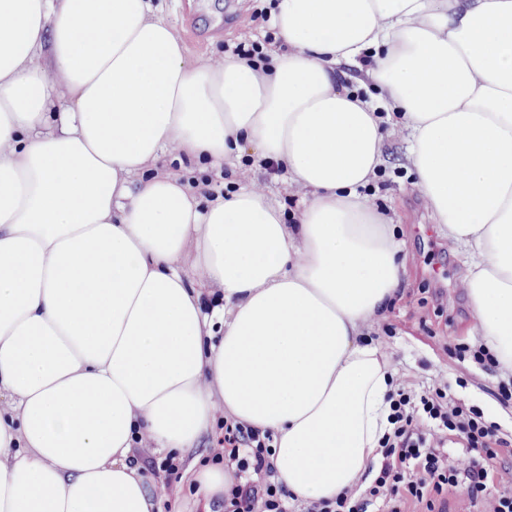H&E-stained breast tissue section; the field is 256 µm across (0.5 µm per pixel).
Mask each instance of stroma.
Wrapping results in <instances>:
<instances>
[{
    "instance_id": "1",
    "label": "stroma",
    "mask_w": 512,
    "mask_h": 512,
    "mask_svg": "<svg viewBox=\"0 0 512 512\" xmlns=\"http://www.w3.org/2000/svg\"><path fill=\"white\" fill-rule=\"evenodd\" d=\"M273 6L274 0H152L154 16L177 30L188 59L196 64L217 53L231 54L241 42L264 44L269 54L284 52V45L273 38ZM410 168L405 134L388 137L376 177L361 190L395 224L407 269L372 336L391 360L396 388L413 381L428 382L446 388L454 401L478 409L486 421L501 422L503 416L512 417V400L500 398L499 377L456 356L458 347L480 342L470 333L474 318L462 282L469 254L463 246H449L413 186ZM150 172L174 173L183 181L200 183L211 199L241 189L252 178L266 181L271 199L282 207L289 224L297 222L304 206L303 197L289 189L287 174L269 173L256 157L213 166L162 153ZM223 422V416H216L194 448L175 454L178 480L174 491L164 489V474L158 469L165 454L155 455L154 467H141L154 512H208L213 500L205 494L197 475L214 463L212 450Z\"/></svg>"
}]
</instances>
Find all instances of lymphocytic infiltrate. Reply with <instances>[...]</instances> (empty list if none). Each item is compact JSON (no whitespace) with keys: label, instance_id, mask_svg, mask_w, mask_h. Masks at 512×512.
Listing matches in <instances>:
<instances>
[{"label":"lymphocytic infiltrate","instance_id":"f902f5d3","mask_svg":"<svg viewBox=\"0 0 512 512\" xmlns=\"http://www.w3.org/2000/svg\"><path fill=\"white\" fill-rule=\"evenodd\" d=\"M391 410L392 428L379 441L374 477L359 500L345 491L331 499L293 502L271 459V433L227 423L214 450L235 477L224 493L225 507L230 512H400L401 504L410 502L435 512L434 497L446 489L465 492L472 507H482L495 461L512 450V437L499 435L477 409L452 401L438 387L418 395L398 391ZM452 432L460 433L461 450L471 458L462 470L448 462Z\"/></svg>","mask_w":512,"mask_h":512}]
</instances>
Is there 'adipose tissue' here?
<instances>
[{"mask_svg": "<svg viewBox=\"0 0 512 512\" xmlns=\"http://www.w3.org/2000/svg\"><path fill=\"white\" fill-rule=\"evenodd\" d=\"M272 24L263 69L196 65L149 0H0V512H150L128 458L186 451L219 412L274 433L298 500L354 490L393 389L370 331L405 271L360 190L396 129L512 375V0H276ZM248 145L298 223L254 180L204 207L144 174Z\"/></svg>", "mask_w": 512, "mask_h": 512, "instance_id": "1", "label": "adipose tissue"}]
</instances>
